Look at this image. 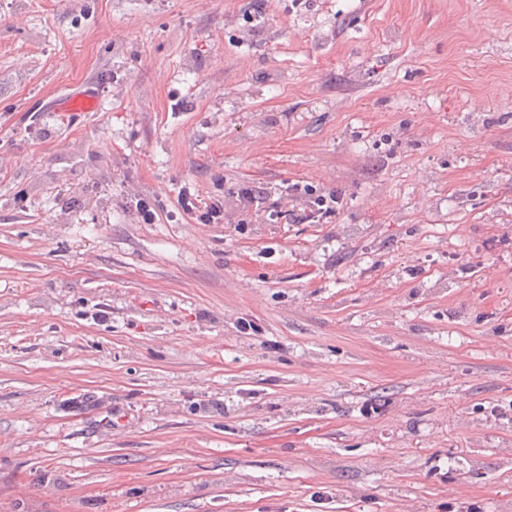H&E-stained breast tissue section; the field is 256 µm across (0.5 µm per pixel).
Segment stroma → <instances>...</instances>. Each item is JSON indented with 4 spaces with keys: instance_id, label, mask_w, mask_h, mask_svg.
Instances as JSON below:
<instances>
[{
    "instance_id": "stroma-1",
    "label": "stroma",
    "mask_w": 512,
    "mask_h": 512,
    "mask_svg": "<svg viewBox=\"0 0 512 512\" xmlns=\"http://www.w3.org/2000/svg\"><path fill=\"white\" fill-rule=\"evenodd\" d=\"M250 3L0 0V512H512V0ZM99 94L93 85H85L66 92L54 99L46 111L63 112L69 119L79 118L85 112L97 111L99 107ZM293 190L295 192H304V195L308 196L309 198V214L308 217H313L312 214H316L320 217H331L336 214L337 205L340 204L339 200L340 198L336 195V192H329L328 195H317L315 197H311L314 195V191L312 188H309L307 186H299L298 184L293 185ZM199 197L189 187H182L177 200L182 213L198 224H223L224 198L203 201Z\"/></svg>"
}]
</instances>
